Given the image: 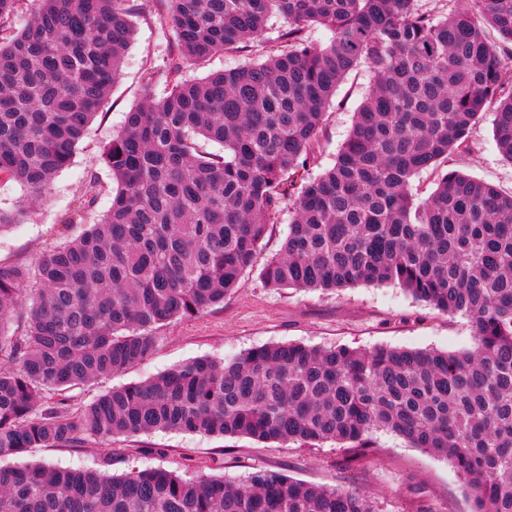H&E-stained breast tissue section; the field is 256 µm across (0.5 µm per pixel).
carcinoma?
I'll use <instances>...</instances> for the list:
<instances>
[{"label":"carcinoma","mask_w":512,"mask_h":512,"mask_svg":"<svg viewBox=\"0 0 512 512\" xmlns=\"http://www.w3.org/2000/svg\"><path fill=\"white\" fill-rule=\"evenodd\" d=\"M176 34L169 90L103 146L112 204L89 182L66 239L30 269L0 263V512H378L358 493L259 469L244 482L162 467L114 475L23 460L156 431L335 442L357 461L391 432L443 458L472 512H512V194L460 170L493 115L512 163V0H158ZM130 0H0V178L35 199L72 162L134 35ZM283 20L265 37L270 21ZM318 27L329 43H313ZM262 47L265 60L187 79L184 66ZM373 82L334 163L311 173L343 80ZM217 143L218 152L207 150ZM288 201L259 276L274 289L394 284L473 345L448 353L268 344L202 357L75 409L67 393L135 367L157 328L224 302ZM23 310V331L11 330Z\"/></svg>","instance_id":"1"}]
</instances>
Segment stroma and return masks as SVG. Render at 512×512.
Returning a JSON list of instances; mask_svg holds the SVG:
<instances>
[{
	"label": "stroma",
	"mask_w": 512,
	"mask_h": 512,
	"mask_svg": "<svg viewBox=\"0 0 512 512\" xmlns=\"http://www.w3.org/2000/svg\"><path fill=\"white\" fill-rule=\"evenodd\" d=\"M134 40L115 85L100 113L78 144L72 164L60 172L46 198L28 203V217L0 231V262L33 266L58 245L64 229L60 220L87 180L98 187L97 212L112 203V176L101 162L103 145L119 133L127 113L145 95L161 97L167 88L166 71L173 57L171 40L156 27L157 0H135ZM156 74L144 89V71ZM370 74L359 69L339 86L334 112L323 131L319 168L333 164L352 117L368 88ZM468 153L450 161L459 169L512 192V164L497 151L491 117H484L470 137ZM157 347L143 364L103 376L71 391L73 404L90 402L129 383L146 380L197 357L221 359L274 343L309 346H347L372 349L381 345L455 352L470 347L472 329L466 319L448 318L416 301L395 285H360L340 291L267 288L257 273L246 274L223 304L191 318L157 329ZM372 455L350 462L347 450L327 442L317 447L261 443L247 437L202 436L155 432L113 439L111 447L89 441L82 448H32L26 461L58 467L90 466L112 452L111 471L122 474L147 467H164L179 474L221 475L240 481L257 468L328 487L352 490L376 502L380 512H471L472 495L446 460L410 447L403 439L381 432Z\"/></svg>",
	"instance_id": "35a3bbf8"
}]
</instances>
